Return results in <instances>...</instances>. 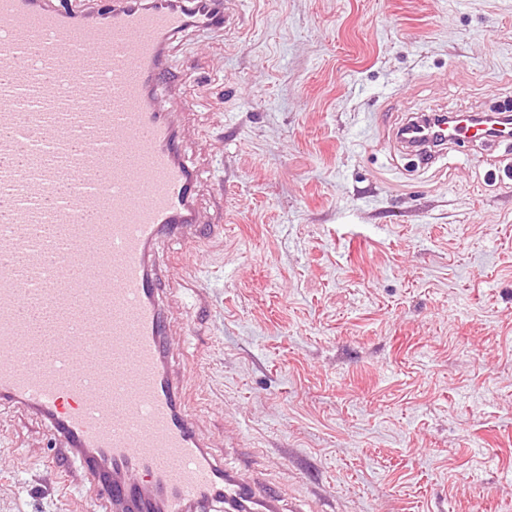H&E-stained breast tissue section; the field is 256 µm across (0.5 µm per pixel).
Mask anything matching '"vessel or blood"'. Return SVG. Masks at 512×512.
I'll return each instance as SVG.
<instances>
[{
  "label": "vessel or blood",
  "mask_w": 512,
  "mask_h": 512,
  "mask_svg": "<svg viewBox=\"0 0 512 512\" xmlns=\"http://www.w3.org/2000/svg\"><path fill=\"white\" fill-rule=\"evenodd\" d=\"M0 0V401L43 421L59 464L76 461L102 512H199L246 499L283 510L260 472L215 458L169 368L163 239L223 231L195 205L165 47L190 26L232 30L228 0ZM458 118L422 141L479 143Z\"/></svg>",
  "instance_id": "obj_1"
}]
</instances>
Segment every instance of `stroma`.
Segmentation results:
<instances>
[{"label": "stroma", "mask_w": 512, "mask_h": 512, "mask_svg": "<svg viewBox=\"0 0 512 512\" xmlns=\"http://www.w3.org/2000/svg\"><path fill=\"white\" fill-rule=\"evenodd\" d=\"M235 9L168 49L196 206L224 223L153 251L187 411L287 504L512 512V142L427 167L395 140L415 113L512 107V0ZM51 445L0 403V512H87Z\"/></svg>", "instance_id": "35a3bbf8"}]
</instances>
